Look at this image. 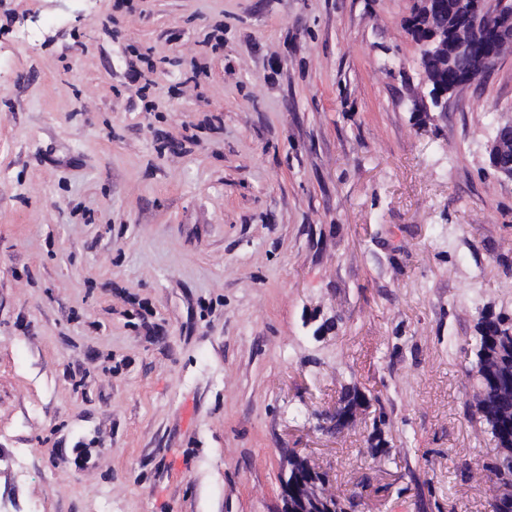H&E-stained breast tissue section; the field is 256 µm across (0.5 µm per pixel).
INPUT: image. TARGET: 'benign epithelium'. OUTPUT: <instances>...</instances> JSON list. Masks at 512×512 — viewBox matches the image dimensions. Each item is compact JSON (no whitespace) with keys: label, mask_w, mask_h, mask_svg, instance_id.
<instances>
[{"label":"benign epithelium","mask_w":512,"mask_h":512,"mask_svg":"<svg viewBox=\"0 0 512 512\" xmlns=\"http://www.w3.org/2000/svg\"><path fill=\"white\" fill-rule=\"evenodd\" d=\"M406 31L419 48L420 84L410 96V110L448 111V99L474 78L492 71L499 57L478 52L479 45H512V0H412ZM456 71V80L442 76ZM320 481L292 486L280 481L281 512H309L325 500Z\"/></svg>","instance_id":"benign-epithelium-1"}]
</instances>
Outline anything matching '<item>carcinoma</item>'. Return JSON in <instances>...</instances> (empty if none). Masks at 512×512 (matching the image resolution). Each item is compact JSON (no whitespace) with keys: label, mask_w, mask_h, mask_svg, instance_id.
Returning <instances> with one entry per match:
<instances>
[{"label":"carcinoma","mask_w":512,"mask_h":512,"mask_svg":"<svg viewBox=\"0 0 512 512\" xmlns=\"http://www.w3.org/2000/svg\"><path fill=\"white\" fill-rule=\"evenodd\" d=\"M472 359L468 376L477 381L480 396L475 416L489 435L494 448L487 453L484 470L494 485L502 489L491 504L492 512H512V316L483 311L472 337ZM366 399L357 387L347 389L329 429L341 431L344 418ZM355 496H329L321 512H356Z\"/></svg>","instance_id":"1"}]
</instances>
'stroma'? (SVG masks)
Masks as SVG:
<instances>
[{"instance_id": "stroma-1", "label": "stroma", "mask_w": 512, "mask_h": 512, "mask_svg": "<svg viewBox=\"0 0 512 512\" xmlns=\"http://www.w3.org/2000/svg\"><path fill=\"white\" fill-rule=\"evenodd\" d=\"M410 10L0 0V512H278L294 448L358 512H491L512 52L417 127ZM470 346L467 373L480 387L474 415L494 444L483 467L502 489L492 512H512V316L483 310ZM366 399L369 401L373 400L378 405V413L383 412L384 407L379 396H373L368 399L364 393L354 386L347 389L340 405L336 407V411L332 415V419L336 420V424L333 425V420L328 416L329 413H325V419L331 423L329 430H334L336 433H339L343 427L344 418L349 413L353 412L362 400Z\"/></svg>"}]
</instances>
